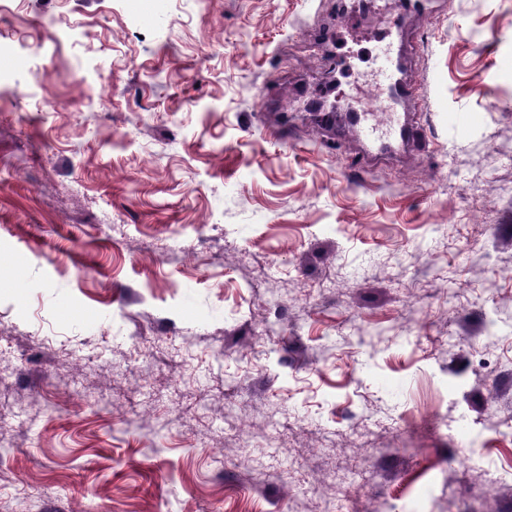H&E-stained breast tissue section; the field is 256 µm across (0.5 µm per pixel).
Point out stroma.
Returning <instances> with one entry per match:
<instances>
[{"label": "stroma", "instance_id": "1", "mask_svg": "<svg viewBox=\"0 0 512 512\" xmlns=\"http://www.w3.org/2000/svg\"><path fill=\"white\" fill-rule=\"evenodd\" d=\"M392 49L415 143L305 111H385ZM0 361V512H470L355 430L512 480V0H13Z\"/></svg>", "mask_w": 512, "mask_h": 512}]
</instances>
